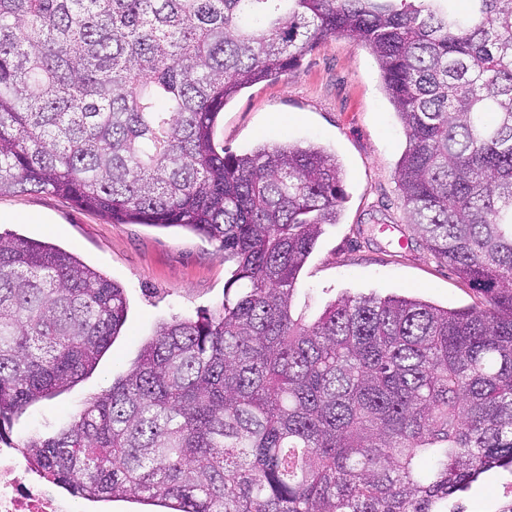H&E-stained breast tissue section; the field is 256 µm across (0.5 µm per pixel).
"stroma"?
Returning a JSON list of instances; mask_svg holds the SVG:
<instances>
[{
    "instance_id": "1",
    "label": "stroma",
    "mask_w": 512,
    "mask_h": 512,
    "mask_svg": "<svg viewBox=\"0 0 512 512\" xmlns=\"http://www.w3.org/2000/svg\"><path fill=\"white\" fill-rule=\"evenodd\" d=\"M216 141L235 153L256 144H322L345 169L346 201L339 223L327 225L299 278L296 308L307 319L344 295L414 296L451 308L481 297L448 263L435 258L402 205L395 168L405 134L383 90L374 55L339 36L307 53L299 66L243 89L225 106ZM23 211L27 224L0 226L71 251L121 284L125 326L96 370L73 388L28 407L9 432L19 443L51 434L89 398L126 373L159 322L213 311L224 299L229 267L216 243L179 228L115 224L48 193L0 196V215ZM512 471L485 474L449 500V512H499Z\"/></svg>"
}]
</instances>
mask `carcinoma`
I'll return each instance as SVG.
<instances>
[{"label": "carcinoma", "mask_w": 512, "mask_h": 512, "mask_svg": "<svg viewBox=\"0 0 512 512\" xmlns=\"http://www.w3.org/2000/svg\"><path fill=\"white\" fill-rule=\"evenodd\" d=\"M0 0V196L182 227L231 263L219 309L159 325L134 366L19 447L71 495L171 512H448L512 469V0ZM337 35L368 46L430 252L484 296L442 308L298 277L345 199L309 145L216 143L240 91ZM127 317L77 256L0 235V439L90 374Z\"/></svg>", "instance_id": "carcinoma-1"}]
</instances>
